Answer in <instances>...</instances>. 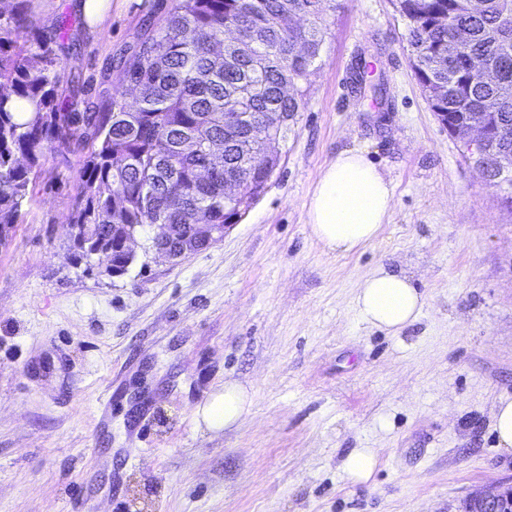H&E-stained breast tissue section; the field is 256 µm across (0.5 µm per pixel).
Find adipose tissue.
<instances>
[{
    "label": "adipose tissue",
    "instance_id": "adipose-tissue-1",
    "mask_svg": "<svg viewBox=\"0 0 512 512\" xmlns=\"http://www.w3.org/2000/svg\"><path fill=\"white\" fill-rule=\"evenodd\" d=\"M392 201L390 183L364 152L342 151L317 181L308 204L310 231L329 251L352 253L377 237ZM355 303L365 322L395 335L417 320L425 299L407 276L380 270L364 280ZM250 406L248 390L228 383L197 407L195 417L212 430L231 428Z\"/></svg>",
    "mask_w": 512,
    "mask_h": 512
}]
</instances>
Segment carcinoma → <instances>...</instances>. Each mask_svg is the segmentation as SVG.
Masks as SVG:
<instances>
[{
  "label": "carcinoma",
  "instance_id": "carcinoma-1",
  "mask_svg": "<svg viewBox=\"0 0 512 512\" xmlns=\"http://www.w3.org/2000/svg\"><path fill=\"white\" fill-rule=\"evenodd\" d=\"M32 0H0V228L21 224L43 159L71 155L69 220L75 260L97 251L110 275L124 255L114 224H223L250 202L224 206V179L263 188L280 164L270 135L285 139L305 105L336 0H170L165 19L141 29L115 59L136 90L79 109L81 91L63 95L60 23H34ZM408 31L410 63L431 110L442 119L472 113L490 127L477 165L490 182L512 184L496 167L512 155V0H396ZM488 75L464 84L470 57ZM360 90L383 93L359 70ZM31 105L12 111L11 98ZM93 265H88L91 270Z\"/></svg>",
  "mask_w": 512,
  "mask_h": 512
}]
</instances>
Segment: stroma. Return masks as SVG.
Instances as JSON below:
<instances>
[{"label":"stroma","mask_w":512,"mask_h":512,"mask_svg":"<svg viewBox=\"0 0 512 512\" xmlns=\"http://www.w3.org/2000/svg\"><path fill=\"white\" fill-rule=\"evenodd\" d=\"M169 0H110L91 30L75 0H33L70 28L66 79L88 104L108 63ZM305 106L265 194L206 249L171 260L157 227L120 277L68 258L69 175L46 158L24 223L0 243V512H462L512 484L493 412L512 401V212L432 112L392 0H336ZM383 96L354 89L358 67ZM363 150L393 209L371 243L326 250L317 180ZM426 297L399 335L354 298L378 269ZM250 411L229 430L194 411L226 382ZM357 448L369 481L342 469ZM377 462V453L371 448L356 449L343 462V470L353 481L367 480Z\"/></svg>","instance_id":"stroma-1"}]
</instances>
